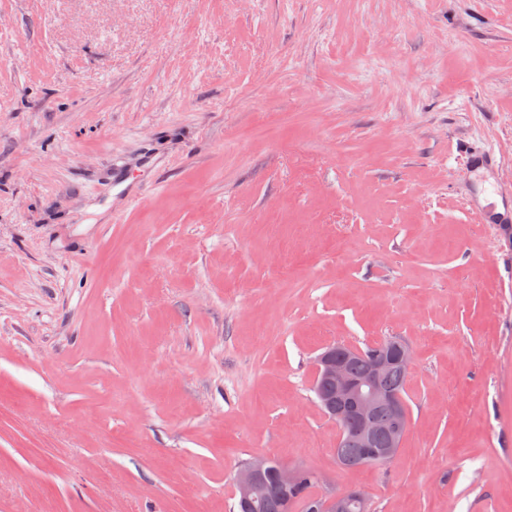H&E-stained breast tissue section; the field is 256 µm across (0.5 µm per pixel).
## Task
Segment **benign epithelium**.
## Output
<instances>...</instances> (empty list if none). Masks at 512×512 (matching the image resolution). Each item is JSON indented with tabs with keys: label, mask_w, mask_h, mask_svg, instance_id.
<instances>
[{
	"label": "benign epithelium",
	"mask_w": 512,
	"mask_h": 512,
	"mask_svg": "<svg viewBox=\"0 0 512 512\" xmlns=\"http://www.w3.org/2000/svg\"><path fill=\"white\" fill-rule=\"evenodd\" d=\"M360 355L359 349L341 345L327 347L317 358L314 378V393L317 405L341 426L348 421L360 427L363 447L367 448L365 459L370 462H388L397 458L399 448L411 426L410 410L405 396L383 386L385 373L392 363L411 369L413 354L408 345L398 340L388 346L387 354L371 363L370 370L361 379H355L346 370L341 355ZM383 409L389 414L385 432L389 445L379 450L373 448V436L377 427L374 415ZM273 474L278 485L285 491L296 488L301 470L284 463H272L268 457H254L238 473L236 485L239 498L254 497L268 474ZM358 507L361 512H370L364 495L349 489L331 497L314 500L311 512H350Z\"/></svg>",
	"instance_id": "7a95c632"
}]
</instances>
